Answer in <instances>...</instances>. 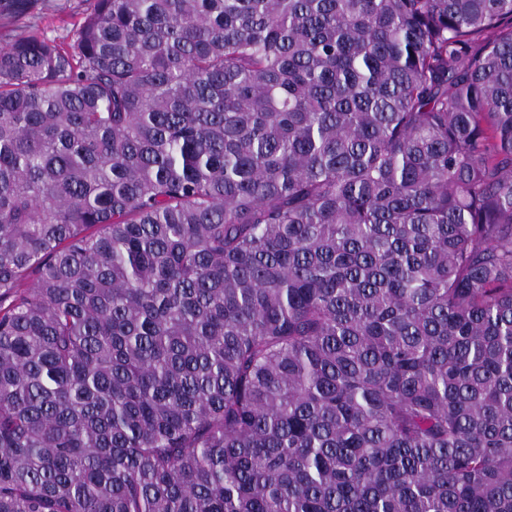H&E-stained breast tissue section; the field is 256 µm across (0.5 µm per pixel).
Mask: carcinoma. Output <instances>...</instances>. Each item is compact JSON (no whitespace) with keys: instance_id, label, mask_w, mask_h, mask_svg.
I'll list each match as a JSON object with an SVG mask.
<instances>
[{"instance_id":"carcinoma-1","label":"carcinoma","mask_w":512,"mask_h":512,"mask_svg":"<svg viewBox=\"0 0 512 512\" xmlns=\"http://www.w3.org/2000/svg\"><path fill=\"white\" fill-rule=\"evenodd\" d=\"M0 0V512H512V0ZM69 8L64 13L51 10H36L41 12L38 20L39 29L50 37H65L79 25L86 7L82 0L69 1Z\"/></svg>"}]
</instances>
